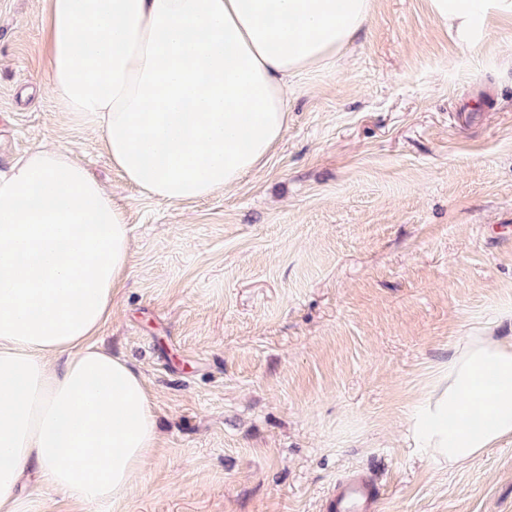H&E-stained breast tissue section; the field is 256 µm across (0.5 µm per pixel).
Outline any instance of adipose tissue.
I'll return each mask as SVG.
<instances>
[{
  "label": "adipose tissue",
  "instance_id": "1",
  "mask_svg": "<svg viewBox=\"0 0 512 512\" xmlns=\"http://www.w3.org/2000/svg\"><path fill=\"white\" fill-rule=\"evenodd\" d=\"M476 50L512 0H429ZM371 0H49L45 77L58 111L91 118L113 167L180 205L257 172L288 128L295 78L335 66ZM124 211L47 143L0 171V512L31 484L82 512L127 497L157 441L151 394L91 345L129 273ZM454 466L512 440V336L459 337L407 419Z\"/></svg>",
  "mask_w": 512,
  "mask_h": 512
}]
</instances>
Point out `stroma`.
<instances>
[{
    "mask_svg": "<svg viewBox=\"0 0 512 512\" xmlns=\"http://www.w3.org/2000/svg\"><path fill=\"white\" fill-rule=\"evenodd\" d=\"M46 0H0V164L52 142L123 206L131 270L95 342L151 391L159 439L95 512H512V444L454 468L404 435L453 341L512 336V19L468 51L428 0H372L343 60L305 73L288 129L233 189L169 206L56 114ZM376 499L371 482L357 478L342 484L333 494L329 508L334 512H364Z\"/></svg>",
    "mask_w": 512,
    "mask_h": 512,
    "instance_id": "obj_1",
    "label": "stroma"
}]
</instances>
